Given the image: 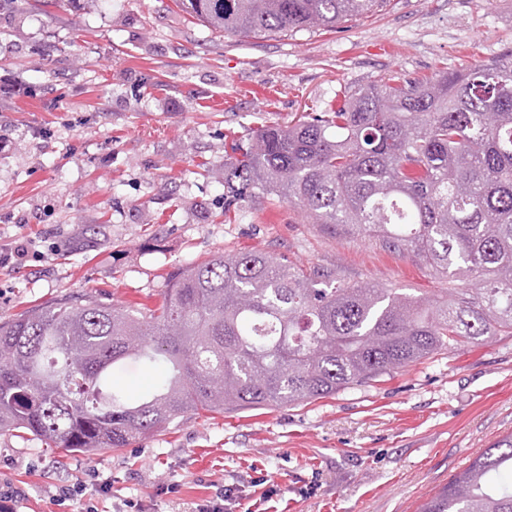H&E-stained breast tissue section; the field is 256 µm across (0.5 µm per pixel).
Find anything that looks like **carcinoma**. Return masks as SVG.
Returning <instances> with one entry per match:
<instances>
[{
  "label": "carcinoma",
  "instance_id": "1",
  "mask_svg": "<svg viewBox=\"0 0 512 512\" xmlns=\"http://www.w3.org/2000/svg\"><path fill=\"white\" fill-rule=\"evenodd\" d=\"M207 29L261 37L333 29L381 0H180ZM224 192L275 194L316 224L374 235L471 288L417 296L336 284L257 251L170 279L162 302L69 297L0 323V432L66 455L125 448L204 410L301 404L353 389L465 340L512 336V58L422 83L373 84L288 129L233 144ZM127 359L161 369L118 389ZM423 512H512V435Z\"/></svg>",
  "mask_w": 512,
  "mask_h": 512
}]
</instances>
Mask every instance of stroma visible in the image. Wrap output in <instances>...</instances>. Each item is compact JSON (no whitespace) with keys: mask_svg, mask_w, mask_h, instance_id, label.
Wrapping results in <instances>:
<instances>
[{"mask_svg":"<svg viewBox=\"0 0 512 512\" xmlns=\"http://www.w3.org/2000/svg\"><path fill=\"white\" fill-rule=\"evenodd\" d=\"M512 53V0H385L332 30L219 36L177 0H11L0 10V321L69 296L161 301L179 269L256 250L338 283L463 287L374 238L312 223L276 195L228 203L233 140L336 109L346 89L426 81ZM512 434V336L442 349L300 405L198 412L125 448L68 458L0 433L24 512L48 486L110 490L100 512H420Z\"/></svg>","mask_w":512,"mask_h":512,"instance_id":"35a3bbf8","label":"stroma"}]
</instances>
